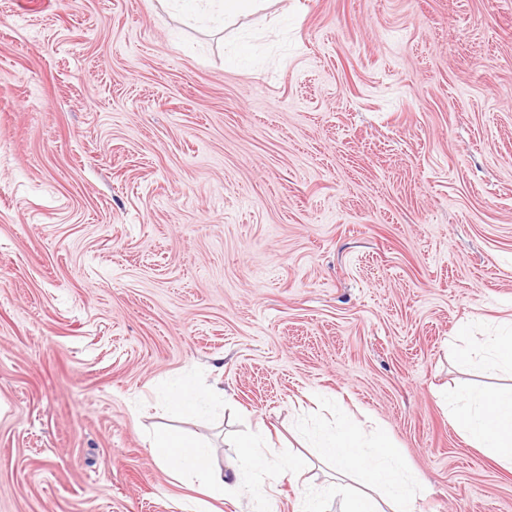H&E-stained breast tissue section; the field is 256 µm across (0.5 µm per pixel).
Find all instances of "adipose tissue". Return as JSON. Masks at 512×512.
Returning a JSON list of instances; mask_svg holds the SVG:
<instances>
[{
    "instance_id": "obj_1",
    "label": "adipose tissue",
    "mask_w": 512,
    "mask_h": 512,
    "mask_svg": "<svg viewBox=\"0 0 512 512\" xmlns=\"http://www.w3.org/2000/svg\"><path fill=\"white\" fill-rule=\"evenodd\" d=\"M456 357L467 364L477 360L491 367L512 373V325L487 337L480 345H472L470 337H459ZM452 425L467 443L493 455L505 468L512 470V390L489 393L462 389L448 398ZM314 444L333 461L338 473H359L365 492L346 496L343 512H418L425 497L424 488L407 472L403 461L384 435L356 429L348 423L315 433ZM235 459L225 469L209 464L210 449L175 430L157 431L150 443L154 458L175 469L200 477L202 489L209 497L223 499L227 489L240 485L244 470L266 471L271 481H278L282 472H296L300 458L273 463L258 441H239Z\"/></svg>"
}]
</instances>
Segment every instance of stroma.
<instances>
[{
	"instance_id": "1",
	"label": "stroma",
	"mask_w": 512,
	"mask_h": 512,
	"mask_svg": "<svg viewBox=\"0 0 512 512\" xmlns=\"http://www.w3.org/2000/svg\"><path fill=\"white\" fill-rule=\"evenodd\" d=\"M508 320L512 0H0V512H186L154 433L221 469L260 426L303 474L210 512H294L361 487L298 433L338 404L421 512H512L447 401L512 386L452 346ZM163 4L182 3V9L190 17L198 18L208 13L223 14L224 20L246 10L256 9L263 0H159Z\"/></svg>"
}]
</instances>
